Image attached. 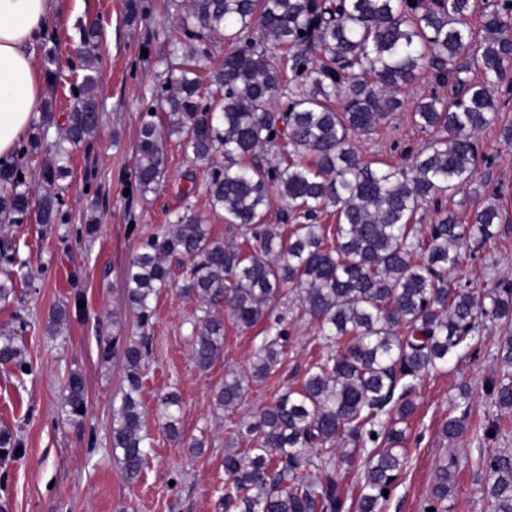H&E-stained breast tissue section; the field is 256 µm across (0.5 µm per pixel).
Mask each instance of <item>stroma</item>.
I'll use <instances>...</instances> for the list:
<instances>
[{
    "label": "stroma",
    "mask_w": 512,
    "mask_h": 512,
    "mask_svg": "<svg viewBox=\"0 0 512 512\" xmlns=\"http://www.w3.org/2000/svg\"><path fill=\"white\" fill-rule=\"evenodd\" d=\"M137 2L143 13L132 25L126 21L128 0H58L47 34L38 40L37 57H44L52 42L59 53L57 75L45 81L36 118L48 133L22 161L33 192L44 190V172L54 161L50 147L72 103L69 89L84 75L73 59L80 28L96 19L103 26L97 87L102 121L96 137L73 151L70 174L62 182L70 223L45 226L31 220L0 226V242H10L22 262L12 273L16 301L0 304V334L16 333L30 368L22 374L15 365L0 364V429L9 428L21 443L19 454L0 455V512H224V457L250 446L237 434V425L298 386L322 353L317 326L300 315L297 295H289L278 305L287 314L291 336L281 365L251 381L241 404L221 409L214 404V389L226 375L249 370L266 323L240 328L225 319L224 351L203 371L192 359V332L206 312L223 316L224 309L180 292L184 268L173 267V282L154 300L148 324H141L128 304L126 267L141 239L171 229L187 213L202 216L212 237L228 235L223 213L208 204V164L187 158L177 138L165 142V177L158 191L143 196L133 189L141 115L166 79L171 44L185 39L170 0ZM426 138L404 111L361 139L358 149L365 158L400 163L407 149ZM478 142L485 155L479 175L499 187L507 221L450 278L493 291L512 280V144L502 141L496 126L481 132ZM190 186L194 194L185 195ZM93 216L100 219L98 233L78 236ZM79 299L84 308H75ZM60 304L73 311L56 338L46 324ZM511 334L503 323H487L477 349L449 358L444 370L417 381L416 410L407 423V464L382 512H423L446 456L512 452V410H498L487 392L488 382L508 371L498 345ZM116 336H143L149 343L140 392L149 455L133 483L125 480L112 451V414L126 381L121 360L104 359L103 350ZM74 372L85 381L86 411L80 417L64 411L67 380ZM463 387L469 391L465 400L459 396ZM170 392L179 394L183 406L182 437L176 441L158 422L159 402ZM453 416L464 417V430L449 440L441 427ZM494 416L500 419L498 436L478 442V425ZM193 442L203 443L201 453H190ZM485 488V472L454 470L449 512H487Z\"/></svg>",
    "instance_id": "stroma-1"
}]
</instances>
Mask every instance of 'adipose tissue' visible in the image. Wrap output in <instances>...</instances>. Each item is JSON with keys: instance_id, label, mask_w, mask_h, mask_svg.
<instances>
[{"instance_id": "adipose-tissue-1", "label": "adipose tissue", "mask_w": 512, "mask_h": 512, "mask_svg": "<svg viewBox=\"0 0 512 512\" xmlns=\"http://www.w3.org/2000/svg\"><path fill=\"white\" fill-rule=\"evenodd\" d=\"M53 0H0V158L13 157L38 114L42 71L35 44Z\"/></svg>"}]
</instances>
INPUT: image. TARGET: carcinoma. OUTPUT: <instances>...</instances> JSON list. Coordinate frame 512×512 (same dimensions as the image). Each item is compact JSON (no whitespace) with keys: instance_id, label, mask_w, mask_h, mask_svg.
<instances>
[{"instance_id":"carcinoma-1","label":"carcinoma","mask_w":512,"mask_h":512,"mask_svg":"<svg viewBox=\"0 0 512 512\" xmlns=\"http://www.w3.org/2000/svg\"><path fill=\"white\" fill-rule=\"evenodd\" d=\"M181 23L189 51L168 71L154 112L143 116L134 171L141 195L164 178V136H177L186 153L224 163L211 168L209 202L224 212L229 230L251 237L243 250L213 238L202 219L185 215L168 232L142 240L126 276V297L143 321L170 279L168 260L187 261L181 291L224 311L240 326L268 322L267 336L250 364V376L231 374L215 391V405L237 406L248 379L269 374L286 355L289 333L276 303L288 289L301 295V312L331 342L309 365L296 388L280 394L245 424L253 447L224 457V512H345L338 487L341 466L352 467L361 446L374 452L357 512H380L407 460L406 434L397 420L414 409L412 381L441 368L449 354L468 346L486 322L512 323V282L482 292L455 285L445 272L462 254L475 255L503 221L499 190L481 194L466 220L440 206L443 198L477 181V135L500 120L499 103L512 99V0H187ZM480 15L476 29L470 17ZM100 24L82 27L76 55L86 71L45 171L49 186L32 194L14 161L0 163V224H65L52 186L69 174L70 150L100 127L97 75ZM222 42L223 67L208 94L200 71L207 42ZM427 78L448 85L412 103L414 125L429 134L407 150V163L367 161L357 142L406 105V89ZM275 150L276 159L258 154ZM282 203L280 223L268 224L272 199ZM438 218L418 221L427 203ZM329 230L318 222L327 209ZM69 310L59 306L48 329L61 333ZM193 359L208 369L224 349V320L206 315L191 336ZM121 353L127 388L112 418V452L127 481L142 474L147 451L138 394L144 339L112 342L104 358ZM24 352L11 335L0 336V362L25 370ZM399 397H394L396 387ZM493 403L512 409V378L490 385ZM394 405L397 416H387ZM86 406L80 375L67 382L65 412ZM182 405L163 397L159 416L179 436ZM439 464L424 512H447L448 469ZM312 467L313 478L299 475ZM492 512H512V453L479 456Z\"/></svg>"}]
</instances>
